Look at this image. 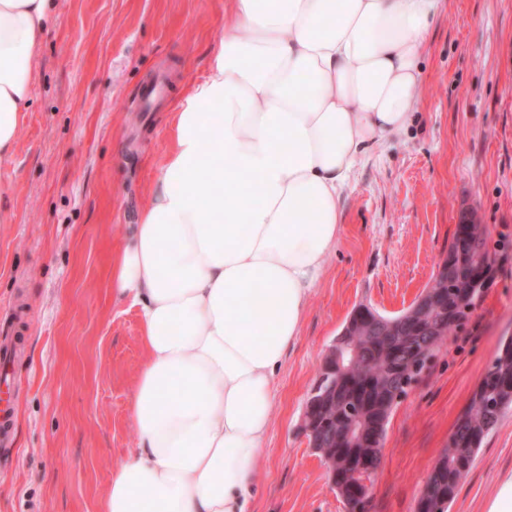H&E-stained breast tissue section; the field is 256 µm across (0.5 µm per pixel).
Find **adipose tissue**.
<instances>
[{"mask_svg": "<svg viewBox=\"0 0 512 512\" xmlns=\"http://www.w3.org/2000/svg\"><path fill=\"white\" fill-rule=\"evenodd\" d=\"M56 0H0V160ZM442 0H233L182 92L112 295L139 311L138 444L103 512H248L275 379L358 160L412 122Z\"/></svg>", "mask_w": 512, "mask_h": 512, "instance_id": "1", "label": "adipose tissue"}]
</instances>
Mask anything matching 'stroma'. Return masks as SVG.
I'll use <instances>...</instances> for the list:
<instances>
[{"instance_id": "1", "label": "stroma", "mask_w": 512, "mask_h": 512, "mask_svg": "<svg viewBox=\"0 0 512 512\" xmlns=\"http://www.w3.org/2000/svg\"><path fill=\"white\" fill-rule=\"evenodd\" d=\"M229 0H58L31 106L0 190V330L13 357L0 512H98L137 444L145 352L138 310L112 297V254L161 167L178 92L202 76ZM411 126L360 161L343 226L276 379L250 512H347L302 429L327 349L353 309L394 315L427 287L462 210L493 270L467 321L392 412L368 512H415L437 458L512 340V0H443ZM512 471V408L485 438L450 512H483Z\"/></svg>"}]
</instances>
